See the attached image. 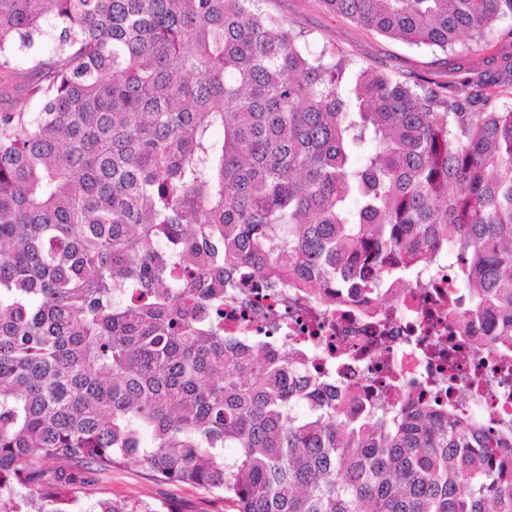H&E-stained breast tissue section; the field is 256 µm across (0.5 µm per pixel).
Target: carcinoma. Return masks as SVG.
I'll list each match as a JSON object with an SVG mask.
<instances>
[{
	"label": "carcinoma",
	"instance_id": "cac0c4a2",
	"mask_svg": "<svg viewBox=\"0 0 512 512\" xmlns=\"http://www.w3.org/2000/svg\"><path fill=\"white\" fill-rule=\"evenodd\" d=\"M264 2L0 0V97L21 76L37 103L0 112V512H83L51 465L132 461L237 512H512L511 422L421 397L359 416L302 346L224 337L242 278L331 302L446 256L507 365L512 41L493 74L410 83ZM326 2L443 52L512 21Z\"/></svg>",
	"mask_w": 512,
	"mask_h": 512
}]
</instances>
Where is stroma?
Here are the masks:
<instances>
[{
  "mask_svg": "<svg viewBox=\"0 0 512 512\" xmlns=\"http://www.w3.org/2000/svg\"><path fill=\"white\" fill-rule=\"evenodd\" d=\"M270 13L295 28L308 31L316 48L338 49L361 62L375 64L397 76L412 80L445 83L453 80L451 66L480 72L489 69L512 22L497 23L493 32L467 41L465 53L418 48L368 30L353 20L336 14L325 0H266ZM92 498H109L140 512L144 506L167 504L177 512H234L231 502L194 483H162L143 465L131 463L112 471H87Z\"/></svg>",
  "mask_w": 512,
  "mask_h": 512,
  "instance_id": "stroma-1",
  "label": "stroma"
}]
</instances>
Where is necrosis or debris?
I'll return each mask as SVG.
<instances>
[{
    "instance_id": "obj_1",
    "label": "necrosis or debris",
    "mask_w": 512,
    "mask_h": 512,
    "mask_svg": "<svg viewBox=\"0 0 512 512\" xmlns=\"http://www.w3.org/2000/svg\"><path fill=\"white\" fill-rule=\"evenodd\" d=\"M451 270L422 275L410 288H371L329 305L294 288H235L224 300V333L251 336L287 351L305 342L311 367L326 373L331 387L350 389L352 411L396 406L416 395L454 399L472 415H512V380L497 369L498 356L470 348L458 320L465 310ZM452 350L454 362L433 359L421 342ZM483 389L471 393L472 376Z\"/></svg>"
}]
</instances>
